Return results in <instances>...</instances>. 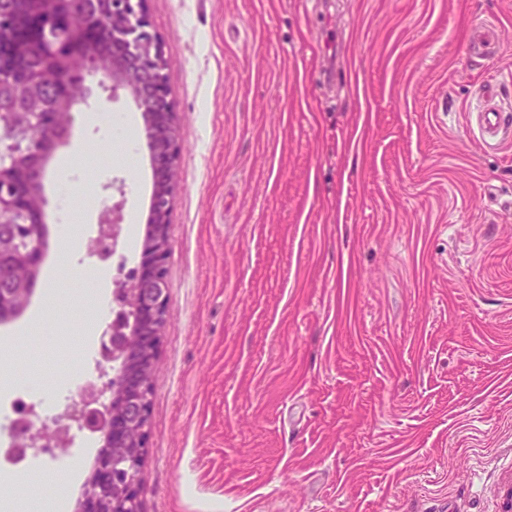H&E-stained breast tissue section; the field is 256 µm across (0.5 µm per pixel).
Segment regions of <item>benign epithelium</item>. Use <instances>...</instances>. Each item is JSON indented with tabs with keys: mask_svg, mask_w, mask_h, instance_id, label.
Here are the masks:
<instances>
[{
	"mask_svg": "<svg viewBox=\"0 0 512 512\" xmlns=\"http://www.w3.org/2000/svg\"><path fill=\"white\" fill-rule=\"evenodd\" d=\"M48 2L51 8L37 14L29 29L40 53L50 56L48 65L21 71L18 84L39 87L55 97L53 110L40 118L49 148L29 169L28 182L20 190L8 189L11 160L0 161V224L22 212L35 214V220L24 225L32 238L28 248L18 251L0 239V321L21 315L30 303L45 247L44 172L69 136L72 112L91 95L81 73L92 66L112 83V91L127 92L141 111L151 153L154 192L139 268L119 289L125 325L107 328L105 340L101 341L102 357L119 362L118 372L108 378L102 389L88 390L82 403L68 407L58 426L67 433L75 422L99 434L102 440L76 512H141L137 486L146 450L152 369L167 311L165 261L175 187L172 172L177 158L174 109L165 79L167 61L159 37L151 30L146 0H95L94 8L86 10L92 17L89 28L71 25L77 0ZM48 19L55 21L57 36L42 40L39 32ZM32 112L34 109L21 100L0 92V115L30 116ZM122 205L118 201L100 213L97 254L103 258L110 257L117 244ZM103 391L109 393L108 402L101 410L92 407ZM34 428L31 414H22L21 430L28 439L13 449L16 459L24 458L38 443L46 447L53 442Z\"/></svg>",
	"mask_w": 512,
	"mask_h": 512,
	"instance_id": "obj_1",
	"label": "benign epithelium"
}]
</instances>
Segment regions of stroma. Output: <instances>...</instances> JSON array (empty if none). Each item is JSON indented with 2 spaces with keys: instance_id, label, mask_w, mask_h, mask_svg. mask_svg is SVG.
I'll return each mask as SVG.
<instances>
[{
  "instance_id": "35a3bbf8",
  "label": "stroma",
  "mask_w": 512,
  "mask_h": 512,
  "mask_svg": "<svg viewBox=\"0 0 512 512\" xmlns=\"http://www.w3.org/2000/svg\"><path fill=\"white\" fill-rule=\"evenodd\" d=\"M169 62L179 144L141 512H504L512 487V0H146ZM488 25L492 56L471 48ZM49 163L48 248L27 311L0 325V366L103 383L107 322L79 282L141 260L153 192L143 121L88 77ZM132 124L133 157L84 120ZM91 172L123 200L115 255L98 210L62 258L61 185ZM84 354L49 357L30 328ZM44 483L0 457L18 495L74 512L101 448L72 428Z\"/></svg>"
}]
</instances>
